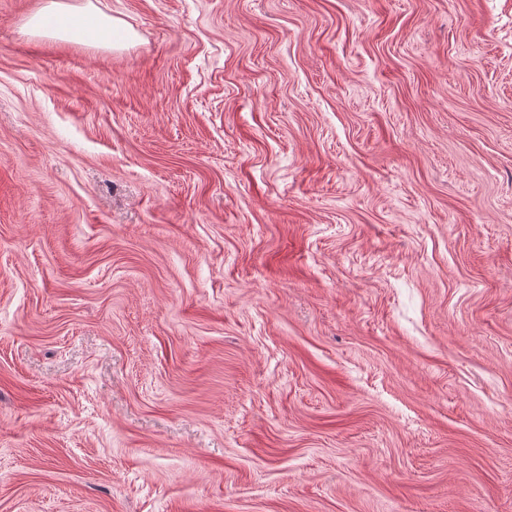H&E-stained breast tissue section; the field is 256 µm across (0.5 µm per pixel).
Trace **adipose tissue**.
Here are the masks:
<instances>
[{"instance_id": "obj_1", "label": "adipose tissue", "mask_w": 512, "mask_h": 512, "mask_svg": "<svg viewBox=\"0 0 512 512\" xmlns=\"http://www.w3.org/2000/svg\"><path fill=\"white\" fill-rule=\"evenodd\" d=\"M47 18L52 21L54 33L63 38L92 39L114 47L128 36L121 23L90 10L86 11L82 23H75L70 8L62 4L61 0H50L41 13L32 19V29H41L44 19Z\"/></svg>"}]
</instances>
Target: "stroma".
Masks as SVG:
<instances>
[{"label": "stroma", "instance_id": "stroma-1", "mask_svg": "<svg viewBox=\"0 0 512 512\" xmlns=\"http://www.w3.org/2000/svg\"><path fill=\"white\" fill-rule=\"evenodd\" d=\"M0 0V512H512V0ZM47 17H53V32L63 38L93 39L99 43L116 47L128 36V32L125 31L121 23L91 10L85 11L82 23H75L70 8L57 1H51L32 19L31 28L34 30L43 28V21Z\"/></svg>", "mask_w": 512, "mask_h": 512}]
</instances>
